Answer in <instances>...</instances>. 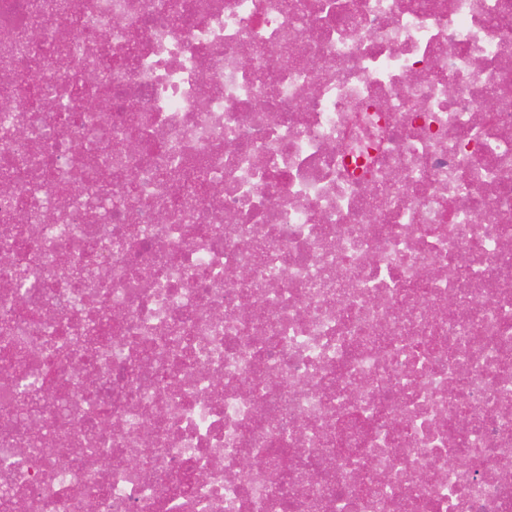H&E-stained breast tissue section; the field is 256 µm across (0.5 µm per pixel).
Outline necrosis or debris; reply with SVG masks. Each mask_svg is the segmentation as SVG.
<instances>
[{
	"label": "necrosis or debris",
	"mask_w": 512,
	"mask_h": 512,
	"mask_svg": "<svg viewBox=\"0 0 512 512\" xmlns=\"http://www.w3.org/2000/svg\"><path fill=\"white\" fill-rule=\"evenodd\" d=\"M0 512H512V0H0Z\"/></svg>",
	"instance_id": "necrosis-or-debris-1"
}]
</instances>
